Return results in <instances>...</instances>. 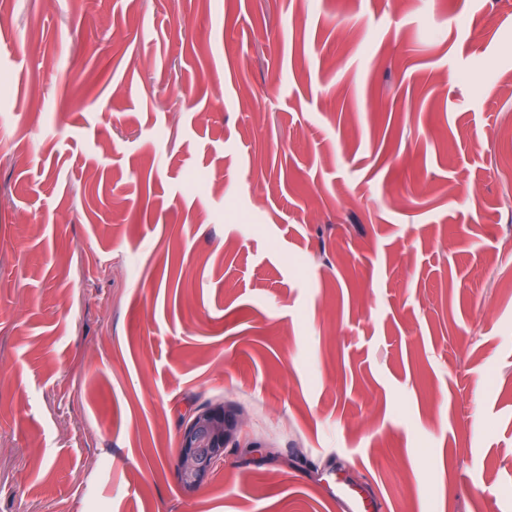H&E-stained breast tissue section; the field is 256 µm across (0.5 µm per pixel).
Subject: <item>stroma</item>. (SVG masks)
Wrapping results in <instances>:
<instances>
[{
  "mask_svg": "<svg viewBox=\"0 0 512 512\" xmlns=\"http://www.w3.org/2000/svg\"><path fill=\"white\" fill-rule=\"evenodd\" d=\"M499 251L512 0H0V512H512ZM227 448H250V452L261 455L274 453L273 448L241 436L239 423L224 405H205L193 411L183 421L178 439L177 466L183 486L194 489L222 466Z\"/></svg>",
  "mask_w": 512,
  "mask_h": 512,
  "instance_id": "1",
  "label": "stroma"
}]
</instances>
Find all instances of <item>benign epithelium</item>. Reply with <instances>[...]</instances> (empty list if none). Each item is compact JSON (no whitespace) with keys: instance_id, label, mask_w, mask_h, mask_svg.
Returning <instances> with one entry per match:
<instances>
[{"instance_id":"obj_1","label":"benign epithelium","mask_w":512,"mask_h":512,"mask_svg":"<svg viewBox=\"0 0 512 512\" xmlns=\"http://www.w3.org/2000/svg\"><path fill=\"white\" fill-rule=\"evenodd\" d=\"M243 442L253 453L274 454V449L241 435L239 423L224 406L205 405L193 411L183 421L178 439L177 466L183 486L197 487L223 465L226 449L239 448Z\"/></svg>"}]
</instances>
